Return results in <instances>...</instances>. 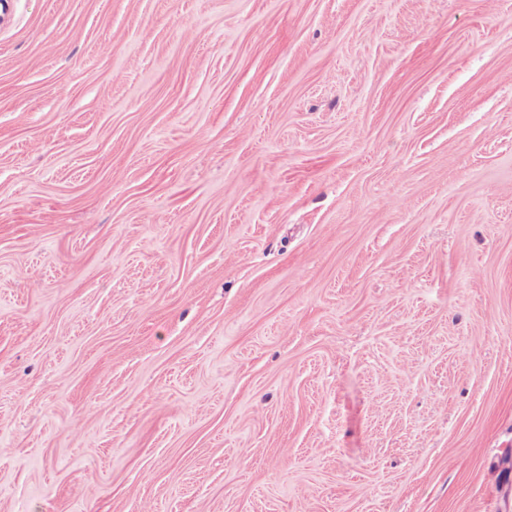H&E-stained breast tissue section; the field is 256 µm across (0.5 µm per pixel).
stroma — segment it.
<instances>
[{
    "label": "stroma",
    "instance_id": "stroma-1",
    "mask_svg": "<svg viewBox=\"0 0 512 512\" xmlns=\"http://www.w3.org/2000/svg\"><path fill=\"white\" fill-rule=\"evenodd\" d=\"M0 512H512V0H0Z\"/></svg>",
    "mask_w": 512,
    "mask_h": 512
}]
</instances>
